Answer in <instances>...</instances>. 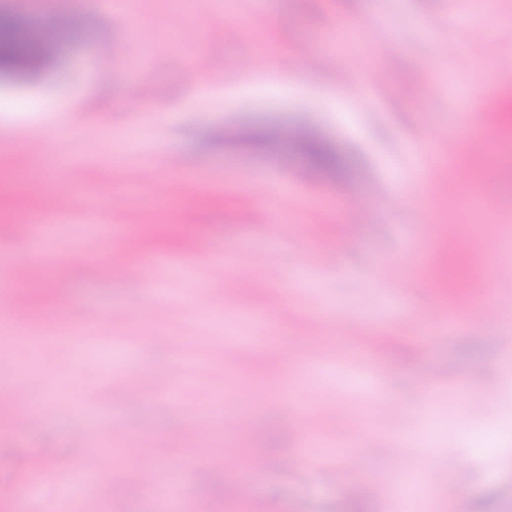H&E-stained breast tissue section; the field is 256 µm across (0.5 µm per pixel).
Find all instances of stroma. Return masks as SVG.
Here are the masks:
<instances>
[{"mask_svg":"<svg viewBox=\"0 0 512 512\" xmlns=\"http://www.w3.org/2000/svg\"><path fill=\"white\" fill-rule=\"evenodd\" d=\"M133 2L127 17L98 0H0V13L75 34L32 78L0 80V290L28 297L25 266L38 263L69 298L0 325V395L32 413L22 430L0 421V512H164L141 469L195 459L206 477L181 512H512V289L473 278L512 270V92L489 153L465 149L459 123L482 109L486 73L512 69V0H496L494 23L468 0V57L447 48L448 0ZM228 22L235 35L219 37ZM307 44L331 60L308 70ZM377 67L381 79L357 84ZM18 97L30 108L6 109ZM133 125L137 145L114 153ZM266 128L308 129L341 163L311 169L286 139L270 163L239 137ZM35 151L56 164L33 178ZM479 184L500 204L464 210ZM39 211L49 222L29 228ZM460 229L469 274L452 293L441 270ZM113 258L169 276L168 300L104 277ZM190 266L196 276L172 278ZM248 309L273 311L264 334ZM66 328L78 344L56 342ZM33 347L42 371L19 376ZM157 375L179 401L151 395ZM227 392L249 401L226 414ZM96 409L123 422L132 452L89 484L77 473ZM305 415L321 420L310 438ZM348 416L357 430L341 428ZM420 460L418 503L390 479ZM369 480L380 495L357 496Z\"/></svg>","mask_w":512,"mask_h":512,"instance_id":"35a3bbf8","label":"stroma"}]
</instances>
